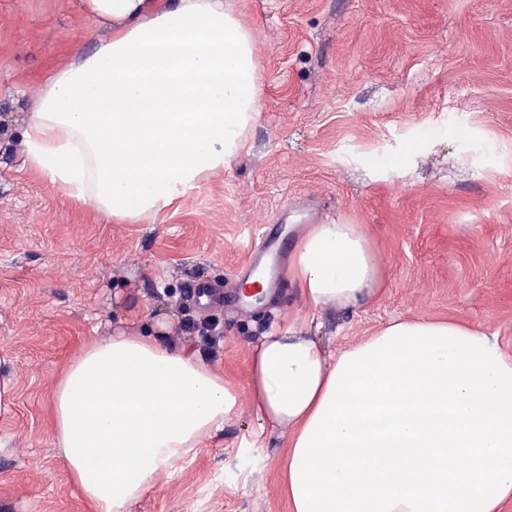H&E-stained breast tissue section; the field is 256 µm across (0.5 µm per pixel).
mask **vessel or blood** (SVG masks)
<instances>
[{
	"instance_id": "b4317fda",
	"label": "vessel or blood",
	"mask_w": 512,
	"mask_h": 512,
	"mask_svg": "<svg viewBox=\"0 0 512 512\" xmlns=\"http://www.w3.org/2000/svg\"><path fill=\"white\" fill-rule=\"evenodd\" d=\"M248 254L249 258L239 272L240 287L236 294L237 303L243 306L271 294L276 288L277 280L271 276L270 270L274 261L284 254L279 235L258 234L250 243ZM192 295L205 308L218 306L224 302V295L219 288L207 281L195 283Z\"/></svg>"
}]
</instances>
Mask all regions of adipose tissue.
<instances>
[{"instance_id":"obj_1","label":"adipose tissue","mask_w":512,"mask_h":512,"mask_svg":"<svg viewBox=\"0 0 512 512\" xmlns=\"http://www.w3.org/2000/svg\"><path fill=\"white\" fill-rule=\"evenodd\" d=\"M106 31L46 74L24 164L68 197L136 223L223 172L259 112L255 36L229 0H80ZM288 284L301 306L225 377L166 315L84 343L56 377L52 444L88 512H131L248 403L282 439L283 512H505L512 356L456 320L391 322L327 351L313 328L383 290L362 224L303 225Z\"/></svg>"}]
</instances>
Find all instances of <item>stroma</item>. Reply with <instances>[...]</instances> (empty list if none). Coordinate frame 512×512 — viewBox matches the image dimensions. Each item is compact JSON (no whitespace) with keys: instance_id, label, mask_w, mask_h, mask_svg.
<instances>
[{"instance_id":"1","label":"stroma","mask_w":512,"mask_h":512,"mask_svg":"<svg viewBox=\"0 0 512 512\" xmlns=\"http://www.w3.org/2000/svg\"><path fill=\"white\" fill-rule=\"evenodd\" d=\"M256 39L260 112L246 148L153 218L117 224L23 165L42 75L100 34L79 0H0V512H86L51 440L56 374L81 345L175 315L243 379L249 344L296 299L234 295L251 235L300 203L366 225L384 293L336 323L330 350L398 318L456 319L512 356V0H231ZM248 409L162 474L132 512H281V439L251 445ZM192 296L198 299L203 308H210L224 304V293L208 281H200L192 286Z\"/></svg>"}]
</instances>
